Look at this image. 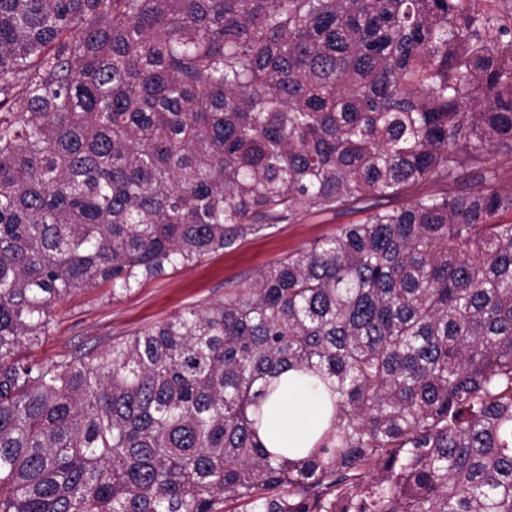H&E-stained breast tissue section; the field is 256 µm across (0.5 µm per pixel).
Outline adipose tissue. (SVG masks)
<instances>
[{
  "label": "adipose tissue",
  "mask_w": 512,
  "mask_h": 512,
  "mask_svg": "<svg viewBox=\"0 0 512 512\" xmlns=\"http://www.w3.org/2000/svg\"><path fill=\"white\" fill-rule=\"evenodd\" d=\"M331 413L326 387L303 383L299 371L282 374L280 387L263 406L259 435L266 448H312Z\"/></svg>",
  "instance_id": "adipose-tissue-1"
}]
</instances>
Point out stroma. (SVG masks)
I'll use <instances>...</instances> for the list:
<instances>
[{
	"mask_svg": "<svg viewBox=\"0 0 512 512\" xmlns=\"http://www.w3.org/2000/svg\"><path fill=\"white\" fill-rule=\"evenodd\" d=\"M512 186V157L494 154L486 170L470 171L459 182L426 180L405 188L399 196L381 200L394 208L416 198L445 190L470 191L484 186ZM363 204L349 210L320 212L299 208L293 221L205 256L199 262L167 269L131 292L112 296L108 287L79 292L53 310V328L38 350L40 357L58 359L94 353L120 336L158 323L187 308L220 302L228 288L252 281L269 264L310 249L318 240L335 234L345 224L361 223Z\"/></svg>",
	"mask_w": 512,
	"mask_h": 512,
	"instance_id": "stroma-1",
	"label": "stroma"
}]
</instances>
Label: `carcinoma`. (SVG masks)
Segmentation results:
<instances>
[{"label":"carcinoma","instance_id":"carcinoma-1","mask_svg":"<svg viewBox=\"0 0 512 512\" xmlns=\"http://www.w3.org/2000/svg\"><path fill=\"white\" fill-rule=\"evenodd\" d=\"M471 2L0 0V512H512V188L25 355L76 291L512 154V28ZM291 368L333 401L297 459L257 435Z\"/></svg>","mask_w":512,"mask_h":512}]
</instances>
